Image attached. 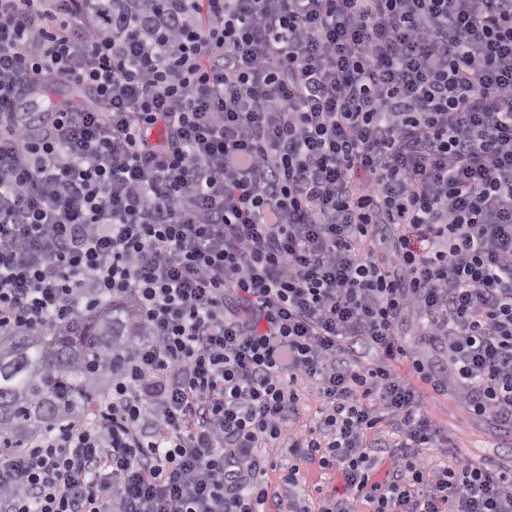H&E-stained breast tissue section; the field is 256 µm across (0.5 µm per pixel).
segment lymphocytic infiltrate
I'll use <instances>...</instances> for the list:
<instances>
[{
  "mask_svg": "<svg viewBox=\"0 0 512 512\" xmlns=\"http://www.w3.org/2000/svg\"><path fill=\"white\" fill-rule=\"evenodd\" d=\"M68 2L0 0V331L127 296L148 334L0 512H512L417 391L512 436V0H169L150 43ZM47 80L105 111L21 123ZM321 404L322 400L317 393V390L309 386L305 392L299 418H297L296 423L293 424L294 429L301 431L309 428L310 423L317 418L318 413H316V411L319 410ZM308 473L305 470L307 483L310 485V489L314 486L320 485L323 487V492L326 494L331 493L336 488L342 487L341 478L336 471L322 470L318 466L314 465L310 467Z\"/></svg>",
  "mask_w": 512,
  "mask_h": 512,
  "instance_id": "lymphocytic-infiltrate-1",
  "label": "lymphocytic infiltrate"
}]
</instances>
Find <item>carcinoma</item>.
I'll use <instances>...</instances> for the list:
<instances>
[{
  "label": "carcinoma",
  "mask_w": 512,
  "mask_h": 512,
  "mask_svg": "<svg viewBox=\"0 0 512 512\" xmlns=\"http://www.w3.org/2000/svg\"><path fill=\"white\" fill-rule=\"evenodd\" d=\"M83 20L133 19L147 37L162 19L161 0H75ZM144 333L136 312L111 300L41 334H0V445L19 449L54 424L94 413L112 369Z\"/></svg>",
  "instance_id": "1"
}]
</instances>
